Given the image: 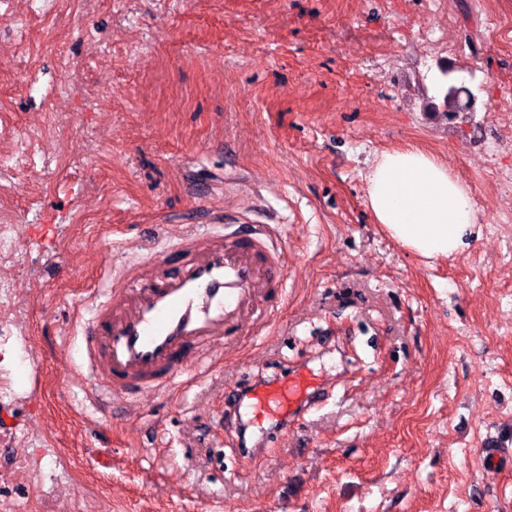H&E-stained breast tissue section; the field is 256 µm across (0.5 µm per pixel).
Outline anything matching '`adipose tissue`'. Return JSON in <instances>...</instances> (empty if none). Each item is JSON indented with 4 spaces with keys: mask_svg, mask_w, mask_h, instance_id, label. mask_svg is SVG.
<instances>
[{
    "mask_svg": "<svg viewBox=\"0 0 512 512\" xmlns=\"http://www.w3.org/2000/svg\"><path fill=\"white\" fill-rule=\"evenodd\" d=\"M367 205L398 245L428 260L461 253L480 235L468 186L416 148L381 155L367 175Z\"/></svg>",
    "mask_w": 512,
    "mask_h": 512,
    "instance_id": "adipose-tissue-1",
    "label": "adipose tissue"
}]
</instances>
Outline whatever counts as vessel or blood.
Here are the masks:
<instances>
[{
    "label": "vessel or blood",
    "mask_w": 512,
    "mask_h": 512,
    "mask_svg": "<svg viewBox=\"0 0 512 512\" xmlns=\"http://www.w3.org/2000/svg\"><path fill=\"white\" fill-rule=\"evenodd\" d=\"M166 224H148L136 263L113 271L111 285L82 335L99 385L135 398L159 393L217 341L253 327L259 307H278L286 296L282 244L268 224L228 225L180 234L173 254L154 251L169 236ZM305 369L287 379L260 376L227 384V407L265 414L268 431L287 432L320 402Z\"/></svg>",
    "instance_id": "b4317fda"
}]
</instances>
